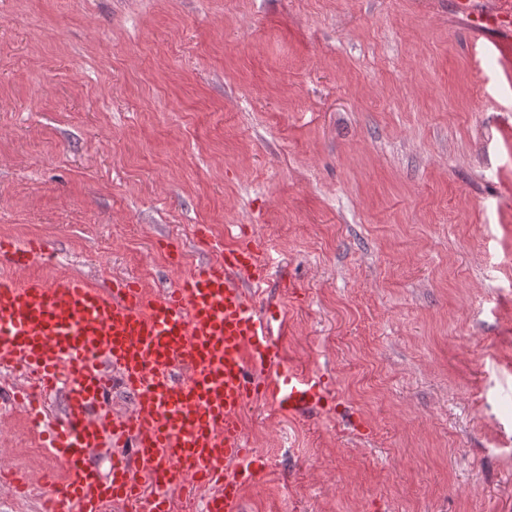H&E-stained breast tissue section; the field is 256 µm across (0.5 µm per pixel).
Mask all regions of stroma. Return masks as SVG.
I'll return each mask as SVG.
<instances>
[{
    "label": "stroma",
    "mask_w": 512,
    "mask_h": 512,
    "mask_svg": "<svg viewBox=\"0 0 512 512\" xmlns=\"http://www.w3.org/2000/svg\"><path fill=\"white\" fill-rule=\"evenodd\" d=\"M477 37L451 0H0V239L55 255L24 277L167 288L245 236L294 282L286 361L335 410L249 405L245 512H512V83ZM25 418L0 398V466L57 473Z\"/></svg>",
    "instance_id": "obj_1"
}]
</instances>
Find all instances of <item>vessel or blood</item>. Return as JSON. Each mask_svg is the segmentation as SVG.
I'll list each match as a JSON object with an SVG mask.
<instances>
[{
  "mask_svg": "<svg viewBox=\"0 0 512 512\" xmlns=\"http://www.w3.org/2000/svg\"><path fill=\"white\" fill-rule=\"evenodd\" d=\"M475 29L491 28L476 65L512 55V0H454ZM48 246L0 240V264L25 268ZM268 271L259 245L221 247L171 288L148 293L132 279L103 289L79 277L17 281L0 274V363L24 380L13 396L65 393L48 446L64 477L50 481L49 512H171L170 493L205 489L204 512H240L244 489L267 465L244 436L243 411L262 398L300 417L330 408L324 377L287 365L288 323L262 305ZM132 408L112 414L113 388ZM118 442L108 472L91 461Z\"/></svg>",
  "mask_w": 512,
  "mask_h": 512,
  "instance_id": "obj_1",
  "label": "vessel or blood"
}]
</instances>
